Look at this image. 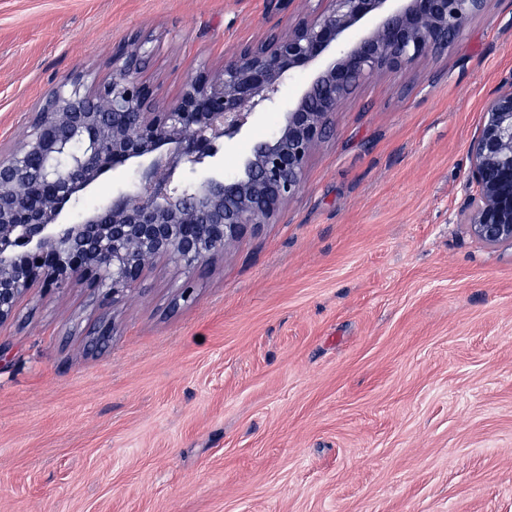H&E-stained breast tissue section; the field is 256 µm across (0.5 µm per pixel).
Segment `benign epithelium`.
Listing matches in <instances>:
<instances>
[{
	"label": "benign epithelium",
	"mask_w": 512,
	"mask_h": 512,
	"mask_svg": "<svg viewBox=\"0 0 512 512\" xmlns=\"http://www.w3.org/2000/svg\"><path fill=\"white\" fill-rule=\"evenodd\" d=\"M269 26L257 44L227 52L218 74L189 77L165 108L141 79L136 54H112L114 78L91 96L67 75L35 114L28 138L0 152V324L40 282H91L116 303L144 269L168 258L193 269L268 223L303 188L313 149L341 104L386 73L408 78L457 44L486 0H316ZM309 79L273 131L253 140L235 171L175 178L217 166L221 147L303 72ZM475 194L464 223L485 244L512 245V76L495 89L468 147ZM152 157L135 190L60 223L64 205L103 173Z\"/></svg>",
	"instance_id": "7a95c632"
}]
</instances>
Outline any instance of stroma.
<instances>
[{"label":"stroma","instance_id":"1","mask_svg":"<svg viewBox=\"0 0 512 512\" xmlns=\"http://www.w3.org/2000/svg\"><path fill=\"white\" fill-rule=\"evenodd\" d=\"M287 2L0 0V151L70 72L109 82L130 35L167 103ZM510 75L512 0H487L461 44L360 85L300 194L223 254L155 262L116 305L31 289L0 324V512H512V246L463 222ZM135 181L104 173L63 223Z\"/></svg>","mask_w":512,"mask_h":512}]
</instances>
